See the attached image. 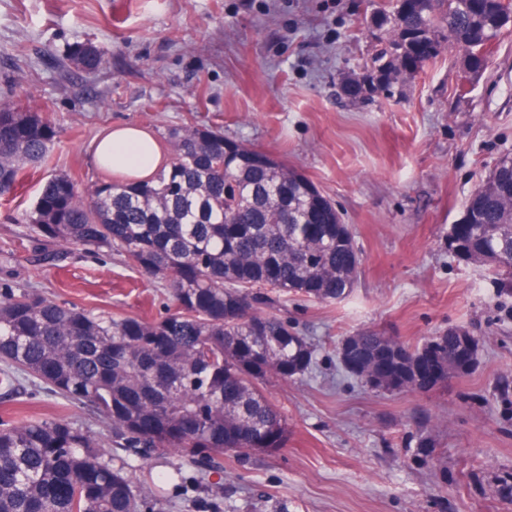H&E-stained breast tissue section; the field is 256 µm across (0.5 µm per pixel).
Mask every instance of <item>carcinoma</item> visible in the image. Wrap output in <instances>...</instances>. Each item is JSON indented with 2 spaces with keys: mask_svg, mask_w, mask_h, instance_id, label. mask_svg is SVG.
Returning a JSON list of instances; mask_svg holds the SVG:
<instances>
[{
  "mask_svg": "<svg viewBox=\"0 0 512 512\" xmlns=\"http://www.w3.org/2000/svg\"><path fill=\"white\" fill-rule=\"evenodd\" d=\"M394 35L370 58V87L390 90L400 76L390 44L419 57L421 33L436 55L458 50L487 65L488 47L512 18V0H428L420 9L378 12ZM68 58L91 73L107 52L77 42ZM60 130L47 112L0 104V197L15 193L27 169L49 166ZM165 168L144 183L107 176L87 186L71 173L50 176L21 218L26 233L0 242V261L18 249L53 263L70 247L115 254L168 288L160 319L94 313L62 304L30 282H0V393L20 377L48 395L83 405L112 425L115 448H167L190 460L203 452L287 445L281 410L267 381L304 375L314 347L277 314L268 291L320 302L347 297L359 264L349 225L313 219L334 205L288 164L212 128L170 127ZM464 237L448 232L461 257L512 290V161H499ZM432 351L440 376L459 371L448 337L412 347L373 330L338 351L344 370L389 391H425L418 360ZM87 428L56 418L0 425V512H141L149 492L126 467L104 457Z\"/></svg>",
  "mask_w": 512,
  "mask_h": 512,
  "instance_id": "carcinoma-1",
  "label": "carcinoma"
}]
</instances>
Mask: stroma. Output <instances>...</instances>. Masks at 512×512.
<instances>
[{"instance_id": "stroma-1", "label": "stroma", "mask_w": 512, "mask_h": 512, "mask_svg": "<svg viewBox=\"0 0 512 512\" xmlns=\"http://www.w3.org/2000/svg\"><path fill=\"white\" fill-rule=\"evenodd\" d=\"M384 0H0V103L46 109L61 130L54 169L97 180L92 146L115 125L154 136L171 126L223 132L283 160L335 205L361 264L352 293L291 295L276 312L314 344L305 375L267 390L288 422L286 447L189 461L172 450L125 452L132 481L155 485L143 512H512V294L448 250L472 190L512 156V29L482 74L446 51L372 100L342 91L390 37ZM92 41L109 58L89 74L67 51ZM48 169L0 202V240ZM34 283L61 303L116 316H164L160 283L117 256L75 248L53 266L30 252L0 280ZM376 330L410 345L466 332L472 369L426 392L391 393L350 377L338 348ZM61 416L104 444L112 427L28 380L0 419Z\"/></svg>"}]
</instances>
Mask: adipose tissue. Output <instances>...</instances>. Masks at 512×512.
Listing matches in <instances>:
<instances>
[{
    "mask_svg": "<svg viewBox=\"0 0 512 512\" xmlns=\"http://www.w3.org/2000/svg\"><path fill=\"white\" fill-rule=\"evenodd\" d=\"M96 164L111 160L113 173L133 181L150 177L163 161V151L149 132L133 126L114 127L93 146Z\"/></svg>",
    "mask_w": 512,
    "mask_h": 512,
    "instance_id": "1",
    "label": "adipose tissue"
}]
</instances>
